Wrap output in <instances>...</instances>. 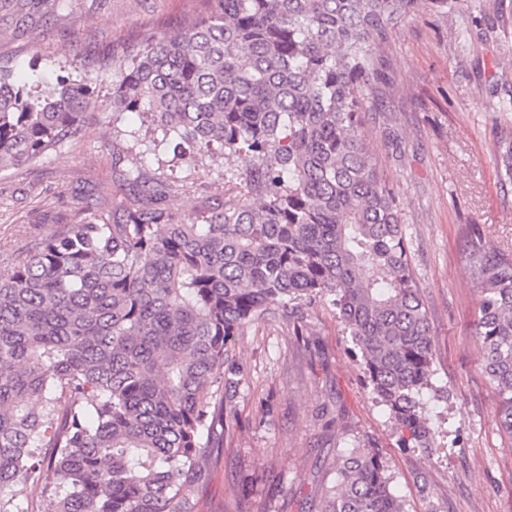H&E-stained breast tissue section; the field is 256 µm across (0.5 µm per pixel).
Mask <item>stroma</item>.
Segmentation results:
<instances>
[{"label": "stroma", "mask_w": 512, "mask_h": 512, "mask_svg": "<svg viewBox=\"0 0 512 512\" xmlns=\"http://www.w3.org/2000/svg\"><path fill=\"white\" fill-rule=\"evenodd\" d=\"M45 16L0 8V67L63 66L95 71L99 97L112 91L104 59L114 43L168 31L191 0H60ZM499 0L425 4L391 27L370 81L364 130L401 222L435 344L430 401L448 435L447 455L397 445L388 412L376 404L353 356L351 336L327 305L310 310L302 336L281 314L245 330L232 347L235 387L226 393L236 426L217 467L202 475V512H224L244 496L258 512H317L336 479V459L356 444L379 451L404 512H512V438L494 417V393L471 337L479 295L460 256L461 228L480 225L512 250V182L500 176L497 142L512 135V14ZM198 188L172 195L178 213L203 208L227 187L205 168ZM126 189L112 171V116L97 113L82 137L39 165L0 171V245L50 236L76 205L111 207Z\"/></svg>", "instance_id": "stroma-1"}]
</instances>
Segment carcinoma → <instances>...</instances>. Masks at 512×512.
Wrapping results in <instances>:
<instances>
[{
    "mask_svg": "<svg viewBox=\"0 0 512 512\" xmlns=\"http://www.w3.org/2000/svg\"><path fill=\"white\" fill-rule=\"evenodd\" d=\"M192 2L173 31L112 46V164L134 194L59 217L0 270V512H198L233 433L228 351L272 305L296 323L332 306L401 446L432 456L433 336L363 128L376 46L420 0ZM96 80L60 67L46 96L38 66L0 69V171L80 139ZM128 113L233 194L169 209L194 181L138 165ZM464 231L472 335L512 438V251ZM29 482L44 507H21ZM319 512H403L374 448L338 457Z\"/></svg>",
    "mask_w": 512,
    "mask_h": 512,
    "instance_id": "carcinoma-1",
    "label": "carcinoma"
}]
</instances>
